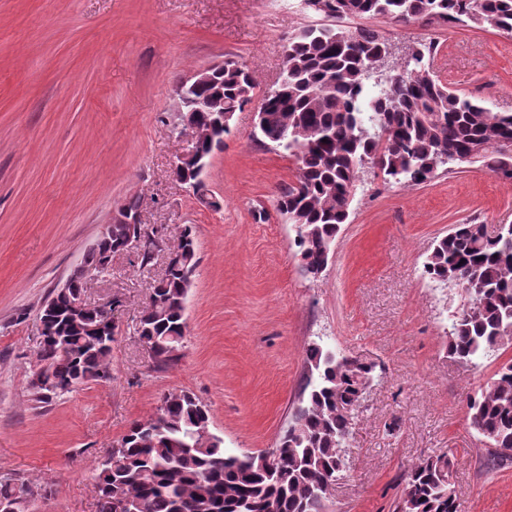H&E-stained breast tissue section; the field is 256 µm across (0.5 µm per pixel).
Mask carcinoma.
Listing matches in <instances>:
<instances>
[{
    "mask_svg": "<svg viewBox=\"0 0 512 512\" xmlns=\"http://www.w3.org/2000/svg\"><path fill=\"white\" fill-rule=\"evenodd\" d=\"M322 23L288 38L280 81L261 98L253 138L297 165L295 181L282 186L278 212L296 226L304 275L324 262L341 225L348 223L347 196L371 171L387 184L414 186L451 164L481 163L512 185V164L501 149L512 143V112H492L479 99L441 83L433 72L434 44L412 46L398 68L386 62L388 39L381 22L447 25L485 23L512 32V0H303ZM203 92L236 112L254 97L239 61L224 60ZM127 225L115 223L69 278L56 289L40 319L59 329L39 345L38 399L46 402L80 385L111 378L112 331L82 335L95 309H75L89 270L127 245ZM182 259L155 288L139 321V335L154 348L156 364L180 358L185 340L188 290L183 261L198 264L192 227L184 226ZM426 278L463 288L466 304L455 316L448 352L476 365L512 341V224L490 233L485 225L457 224L437 239L423 264ZM299 404L288 434L270 455L228 453L211 433L210 415L191 393L169 392L154 413L134 423L98 466V512H120L136 501L141 512H326L330 491L345 466L360 389L375 382L376 365L318 343L306 349ZM467 414L487 465L508 462L512 448V360L474 394ZM454 456L429 455L400 477L395 512H461L450 480ZM37 491L28 483L0 480V503L26 512Z\"/></svg>",
    "mask_w": 512,
    "mask_h": 512,
    "instance_id": "obj_1",
    "label": "carcinoma"
}]
</instances>
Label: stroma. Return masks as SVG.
<instances>
[{"mask_svg": "<svg viewBox=\"0 0 512 512\" xmlns=\"http://www.w3.org/2000/svg\"><path fill=\"white\" fill-rule=\"evenodd\" d=\"M313 20L301 0H0V479L37 487L28 512H96L98 461L169 392L207 405L227 451L277 447L312 342L382 369L352 421L328 512H393L400 475L447 448L464 512H512V464L486 469L466 413L467 395L512 359V344L459 363L448 331L465 293L423 276L433 242L454 225L512 224V186L478 164L413 187L365 173L327 267L311 278L275 209L296 164L252 140L254 106L235 112L209 160L219 208L173 176L187 146L172 132L177 83L234 56L264 91L288 37ZM383 29L398 49L435 43L442 83L512 112V33ZM133 199L166 248L146 266L113 255L110 274L87 288L88 301L122 302L112 377L38 401L39 312ZM187 224L199 263L186 338L178 363L161 368L138 319Z\"/></svg>", "mask_w": 512, "mask_h": 512, "instance_id": "obj_1", "label": "stroma"}]
</instances>
